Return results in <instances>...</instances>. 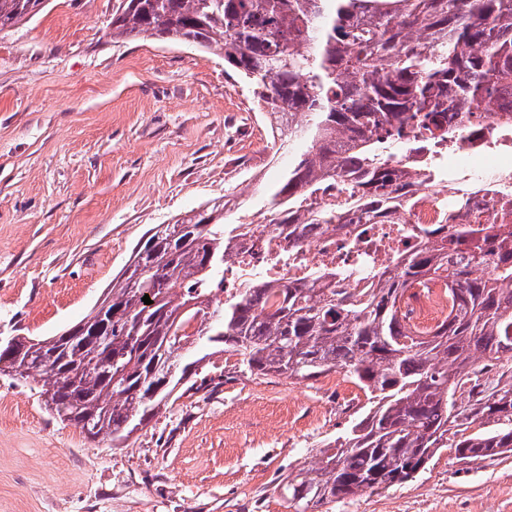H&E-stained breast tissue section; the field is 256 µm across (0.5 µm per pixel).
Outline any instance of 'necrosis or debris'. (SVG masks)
Returning <instances> with one entry per match:
<instances>
[{
  "label": "necrosis or debris",
  "instance_id": "4bbe7bcc",
  "mask_svg": "<svg viewBox=\"0 0 512 512\" xmlns=\"http://www.w3.org/2000/svg\"><path fill=\"white\" fill-rule=\"evenodd\" d=\"M468 142L451 150L436 146L427 163L405 155L396 156L391 172L406 171L397 182L390 201L402 209L406 222L418 227L452 224H496L512 231V119L504 113L468 112ZM317 211L341 214L340 223L325 225L316 235L292 245L287 234L277 236L253 225L239 237L236 256L224 266V287H241L256 275L291 284L314 267L346 273L348 288L365 287L371 267L393 265L396 256L415 247L417 240L398 225L382 222L366 208L353 206L336 179L324 182L310 201ZM452 309L448 282L429 280L411 290L401 304L403 318L416 335L432 332Z\"/></svg>",
  "mask_w": 512,
  "mask_h": 512
}]
</instances>
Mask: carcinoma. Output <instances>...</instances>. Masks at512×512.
Wrapping results in <instances>:
<instances>
[{
	"instance_id": "carcinoma-1",
	"label": "carcinoma",
	"mask_w": 512,
	"mask_h": 512,
	"mask_svg": "<svg viewBox=\"0 0 512 512\" xmlns=\"http://www.w3.org/2000/svg\"><path fill=\"white\" fill-rule=\"evenodd\" d=\"M45 0H0V29L34 16ZM149 35L224 52V65L253 88L281 143L303 144L271 198L272 231L298 242L329 212L304 208L324 176L358 169L367 194L394 192L381 176L408 130L443 136L453 113L493 103L512 113V0H120L112 37ZM224 204L160 224L112 278L83 321L104 325L106 358L84 337L13 336L0 344V372L40 379L46 406L86 437L112 444L155 417L183 380L174 353L197 336L241 356L254 374L311 380L349 373L373 394L317 463L291 472L282 489L294 512L332 499L406 484L443 448L461 460L512 452V381L480 386L476 364L512 353V239L488 258L484 224L417 227L419 246L395 272L374 268L368 287L336 288L338 272L314 269L319 288L264 277L224 294L234 233ZM448 275L453 307L426 336H413L399 299L424 277ZM149 296L152 303L144 304ZM485 419L448 441L452 426Z\"/></svg>"
}]
</instances>
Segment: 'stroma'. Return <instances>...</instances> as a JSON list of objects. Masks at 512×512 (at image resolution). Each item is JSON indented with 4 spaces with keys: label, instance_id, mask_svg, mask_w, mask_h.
<instances>
[{
    "label": "stroma",
    "instance_id": "1",
    "mask_svg": "<svg viewBox=\"0 0 512 512\" xmlns=\"http://www.w3.org/2000/svg\"><path fill=\"white\" fill-rule=\"evenodd\" d=\"M118 0H45L0 32V338L57 336L100 302L147 230L232 195L265 219L284 165L273 121L224 57L116 39ZM188 380L119 446L0 374V512H294L281 485L372 403L344 371L242 372L199 340ZM319 512H512V453L442 449L407 484Z\"/></svg>",
    "mask_w": 512,
    "mask_h": 512
}]
</instances>
